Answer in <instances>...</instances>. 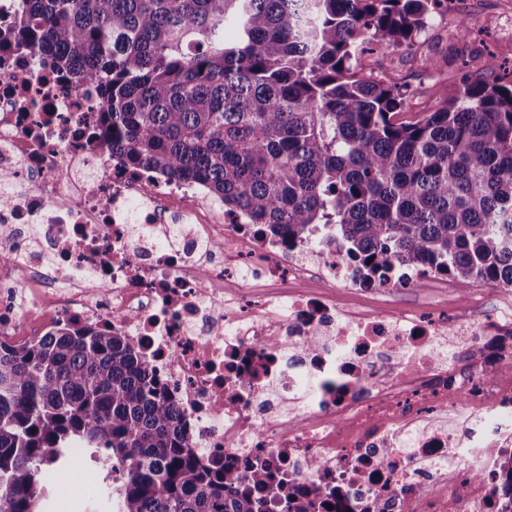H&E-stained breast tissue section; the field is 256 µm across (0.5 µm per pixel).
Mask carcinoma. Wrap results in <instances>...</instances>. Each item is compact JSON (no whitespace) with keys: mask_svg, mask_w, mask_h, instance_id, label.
Listing matches in <instances>:
<instances>
[{"mask_svg":"<svg viewBox=\"0 0 512 512\" xmlns=\"http://www.w3.org/2000/svg\"><path fill=\"white\" fill-rule=\"evenodd\" d=\"M444 0H23L0 46L99 92L92 150L204 187L258 234L329 233L370 272L420 265L512 288V86L467 78L415 121L416 91L361 74ZM111 463L119 512H322L191 446L175 397L112 326L0 343V512H36L66 449ZM512 512V453L499 459Z\"/></svg>","mask_w":512,"mask_h":512,"instance_id":"obj_1","label":"carcinoma"}]
</instances>
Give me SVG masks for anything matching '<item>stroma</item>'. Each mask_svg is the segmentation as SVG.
I'll list each match as a JSON object with an SVG mask.
<instances>
[{
    "instance_id": "35a3bbf8",
    "label": "stroma",
    "mask_w": 512,
    "mask_h": 512,
    "mask_svg": "<svg viewBox=\"0 0 512 512\" xmlns=\"http://www.w3.org/2000/svg\"><path fill=\"white\" fill-rule=\"evenodd\" d=\"M491 55L497 68L486 65ZM362 65L365 75L416 89L411 106L400 115L414 120L447 100L462 73L492 85L499 83L504 69H512V0H448L412 43L382 46L364 57ZM382 304L446 316L458 308L447 289L433 285L395 289Z\"/></svg>"
}]
</instances>
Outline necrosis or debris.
Returning <instances> with one entry per match:
<instances>
[{
    "label": "necrosis or debris",
    "mask_w": 512,
    "mask_h": 512,
    "mask_svg": "<svg viewBox=\"0 0 512 512\" xmlns=\"http://www.w3.org/2000/svg\"><path fill=\"white\" fill-rule=\"evenodd\" d=\"M0 51V340L69 320L135 337L203 457L265 466L332 512H495L512 447V298L451 319L387 312L326 235L287 246L197 185L89 149L96 86Z\"/></svg>",
    "instance_id": "obj_1"
}]
</instances>
